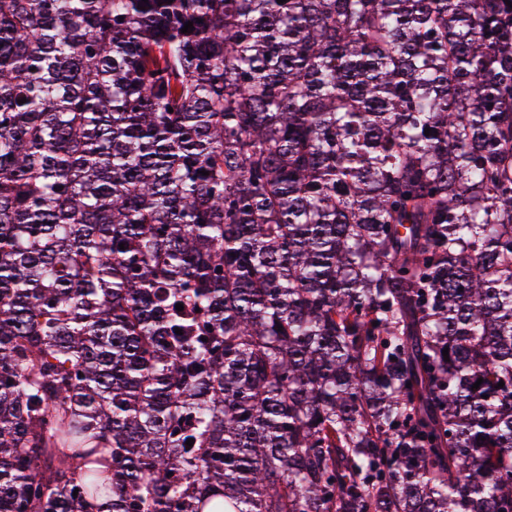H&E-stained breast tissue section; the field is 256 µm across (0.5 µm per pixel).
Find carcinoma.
I'll use <instances>...</instances> for the list:
<instances>
[{
	"instance_id": "cac0c4a2",
	"label": "carcinoma",
	"mask_w": 512,
	"mask_h": 512,
	"mask_svg": "<svg viewBox=\"0 0 512 512\" xmlns=\"http://www.w3.org/2000/svg\"><path fill=\"white\" fill-rule=\"evenodd\" d=\"M0 512H512V7L0 0Z\"/></svg>"
}]
</instances>
